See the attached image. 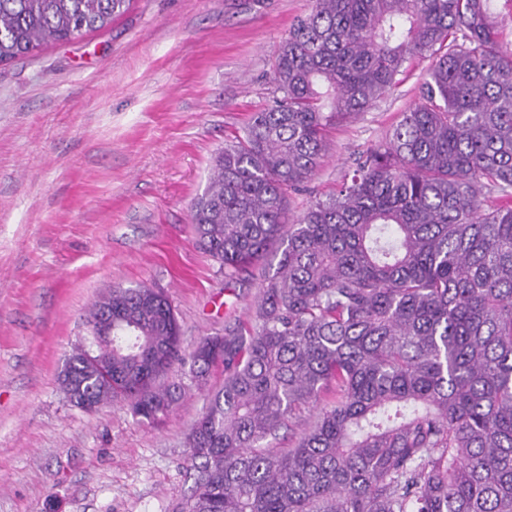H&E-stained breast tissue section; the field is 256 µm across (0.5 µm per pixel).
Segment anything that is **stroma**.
Instances as JSON below:
<instances>
[{"instance_id": "obj_1", "label": "stroma", "mask_w": 512, "mask_h": 512, "mask_svg": "<svg viewBox=\"0 0 512 512\" xmlns=\"http://www.w3.org/2000/svg\"><path fill=\"white\" fill-rule=\"evenodd\" d=\"M312 0H133L106 29L0 65V512H172L208 392L188 368L153 422L87 412L59 383L114 286L169 297L185 349L251 323L259 275L226 283L190 222L214 157L272 101L276 51ZM432 62L327 130L291 215L335 193L418 100Z\"/></svg>"}]
</instances>
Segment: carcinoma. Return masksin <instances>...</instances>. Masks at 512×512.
Returning <instances> with one entry per match:
<instances>
[{"label":"carcinoma","mask_w":512,"mask_h":512,"mask_svg":"<svg viewBox=\"0 0 512 512\" xmlns=\"http://www.w3.org/2000/svg\"><path fill=\"white\" fill-rule=\"evenodd\" d=\"M493 0H314L280 44L272 103L224 146L192 206L233 281L262 273L253 323L190 353L161 290L114 287L112 342L78 345L73 406L167 414L190 358L224 364L188 435L174 512H512V43ZM131 0H0V64L107 28ZM434 57L420 101L336 194L290 217L327 128ZM286 454L268 451L294 430Z\"/></svg>","instance_id":"carcinoma-1"}]
</instances>
